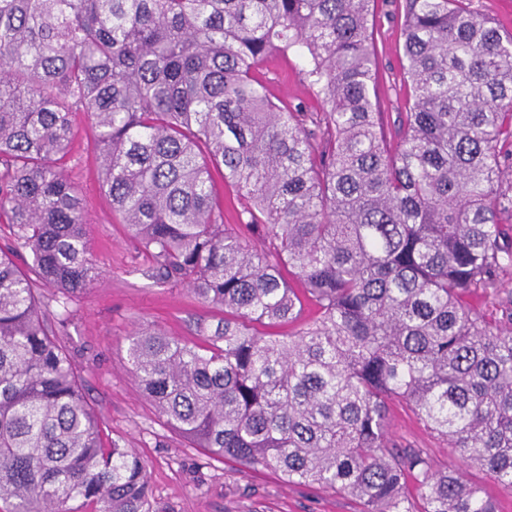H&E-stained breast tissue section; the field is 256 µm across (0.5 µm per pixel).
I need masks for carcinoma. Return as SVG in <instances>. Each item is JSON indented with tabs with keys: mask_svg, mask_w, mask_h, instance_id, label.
Instances as JSON below:
<instances>
[{
	"mask_svg": "<svg viewBox=\"0 0 512 512\" xmlns=\"http://www.w3.org/2000/svg\"><path fill=\"white\" fill-rule=\"evenodd\" d=\"M373 0H0V502L152 512L146 464L104 447L38 287L95 278L64 163L85 113L112 210L153 262L223 309L188 342L153 327L128 363L164 423L210 457L362 501L498 512L458 468L388 439L389 403L512 491V32L458 0H405L399 142L374 101ZM297 57L320 120L256 71ZM319 132L307 128V123ZM234 188L224 223L212 170ZM291 269L301 287L287 283ZM482 290L505 310L472 306ZM295 324L294 332L277 328Z\"/></svg>",
	"mask_w": 512,
	"mask_h": 512,
	"instance_id": "obj_1",
	"label": "carcinoma"
}]
</instances>
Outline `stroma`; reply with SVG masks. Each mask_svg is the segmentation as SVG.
Instances as JSON below:
<instances>
[{
  "label": "stroma",
  "mask_w": 512,
  "mask_h": 512,
  "mask_svg": "<svg viewBox=\"0 0 512 512\" xmlns=\"http://www.w3.org/2000/svg\"><path fill=\"white\" fill-rule=\"evenodd\" d=\"M374 14L376 109L381 129L394 143L406 103L403 0H375ZM259 77L268 96L280 104L323 111L316 88L294 57H268ZM65 172L82 200L98 275L85 291L69 299L45 290V301L52 314L67 316L57 332L83 370L105 441H119L146 462L154 512H363L359 500L319 485H293L272 470L245 469L209 458L162 425L131 373L128 336L150 326L192 340L199 324L215 322L221 313L201 303L188 287L160 285L153 279L150 259L100 187L89 120L81 112L75 117ZM388 435L398 446L422 449L438 465L459 463L454 449L427 430L404 402L390 405Z\"/></svg>",
  "instance_id": "stroma-1"
}]
</instances>
